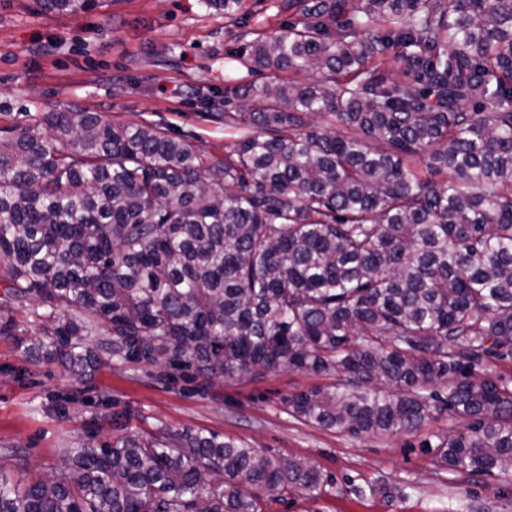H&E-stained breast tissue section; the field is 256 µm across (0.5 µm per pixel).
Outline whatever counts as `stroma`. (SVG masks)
<instances>
[{
    "instance_id": "35a3bbf8",
    "label": "stroma",
    "mask_w": 512,
    "mask_h": 512,
    "mask_svg": "<svg viewBox=\"0 0 512 512\" xmlns=\"http://www.w3.org/2000/svg\"><path fill=\"white\" fill-rule=\"evenodd\" d=\"M98 2L89 12L47 13L36 0H0V130L74 104L117 122L150 120L223 156L224 121L205 111L199 93L273 80L235 52L287 21L284 0H245L240 21L203 0ZM1 320L19 330L0 336V471L12 480L23 474L18 455L33 473L55 465L64 448L169 428L305 459L326 477L317 495L288 493L264 512H512V473L472 476L434 464L430 447L453 424L447 413L393 435L326 430L293 417L287 400L332 379L296 369L199 391L183 378L151 379L143 366H104L84 385L29 350L40 328L35 304L0 303Z\"/></svg>"
}]
</instances>
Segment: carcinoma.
<instances>
[{"label": "carcinoma", "mask_w": 512, "mask_h": 512, "mask_svg": "<svg viewBox=\"0 0 512 512\" xmlns=\"http://www.w3.org/2000/svg\"><path fill=\"white\" fill-rule=\"evenodd\" d=\"M283 7L237 56L283 76L232 92L222 159L77 106L0 138L3 303L37 302L29 350L80 383L306 369L334 383L289 397L298 419L384 434L446 411L437 467L512 470V380L476 372L512 357V0ZM324 484L307 460L166 430L64 448L23 486L0 473V512H263Z\"/></svg>", "instance_id": "obj_1"}]
</instances>
